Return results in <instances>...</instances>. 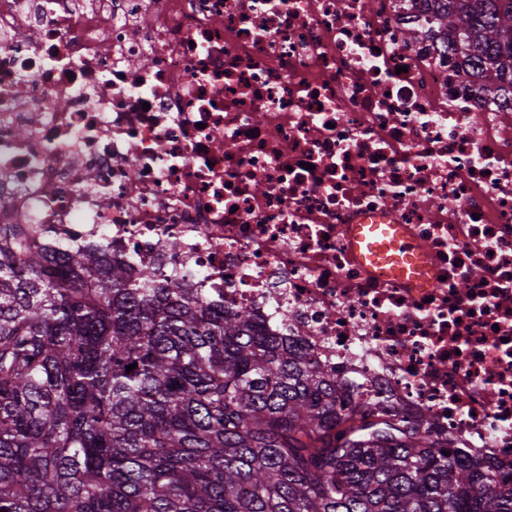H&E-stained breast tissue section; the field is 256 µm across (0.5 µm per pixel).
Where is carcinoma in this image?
<instances>
[{"mask_svg":"<svg viewBox=\"0 0 512 512\" xmlns=\"http://www.w3.org/2000/svg\"><path fill=\"white\" fill-rule=\"evenodd\" d=\"M428 24L512 101V0H436ZM28 236L0 215V512H512V471L251 311Z\"/></svg>","mask_w":512,"mask_h":512,"instance_id":"1","label":"carcinoma"}]
</instances>
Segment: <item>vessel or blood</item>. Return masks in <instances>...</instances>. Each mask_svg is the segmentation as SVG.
Here are the masks:
<instances>
[{
  "label": "vessel or blood",
  "instance_id": "obj_1",
  "mask_svg": "<svg viewBox=\"0 0 512 512\" xmlns=\"http://www.w3.org/2000/svg\"><path fill=\"white\" fill-rule=\"evenodd\" d=\"M355 248L364 252L365 259L379 274L391 278L420 276L419 256L422 247L407 239L395 224H357L352 229Z\"/></svg>",
  "mask_w": 512,
  "mask_h": 512
}]
</instances>
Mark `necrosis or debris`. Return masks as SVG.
<instances>
[{
  "instance_id": "1",
  "label": "necrosis or debris",
  "mask_w": 512,
  "mask_h": 512,
  "mask_svg": "<svg viewBox=\"0 0 512 512\" xmlns=\"http://www.w3.org/2000/svg\"><path fill=\"white\" fill-rule=\"evenodd\" d=\"M433 4L0 0V211L192 277L510 467L512 113L461 83ZM373 217L422 280L359 259Z\"/></svg>"
}]
</instances>
